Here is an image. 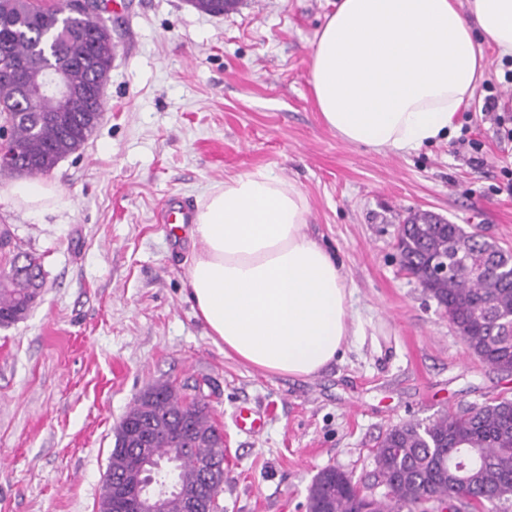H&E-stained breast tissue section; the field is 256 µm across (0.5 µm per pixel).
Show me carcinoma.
<instances>
[{
  "label": "carcinoma",
  "instance_id": "carcinoma-1",
  "mask_svg": "<svg viewBox=\"0 0 512 512\" xmlns=\"http://www.w3.org/2000/svg\"><path fill=\"white\" fill-rule=\"evenodd\" d=\"M231 0H190L201 12L224 15ZM62 5L40 0H0V61L28 65L25 85L0 81V129L5 150L18 154L15 173L49 175L61 159L78 151L97 126L104 106L63 126L51 119L61 103L39 86L51 69L63 67L80 86L100 88L112 68L109 27L81 12L60 15ZM434 214L411 212L398 241L401 267L427 283L469 350L489 367L512 373V333L502 318L512 314V254L467 234L457 224H436ZM0 230V326L26 318L36 305L35 280L43 279L34 256L11 249ZM448 257L449 273L430 276L431 262ZM224 436L204 399L185 398L167 384L142 391L115 434L107 479L130 476L141 452L156 467L143 489L164 495V512H187V495L204 478L205 456H224ZM377 496L352 476L328 467L308 489L307 512H509L512 507V399L469 405L422 424L390 427L374 453Z\"/></svg>",
  "mask_w": 512,
  "mask_h": 512
}]
</instances>
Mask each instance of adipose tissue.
Wrapping results in <instances>:
<instances>
[{
  "mask_svg": "<svg viewBox=\"0 0 512 512\" xmlns=\"http://www.w3.org/2000/svg\"><path fill=\"white\" fill-rule=\"evenodd\" d=\"M512 56V0H339L312 52L310 84L322 122L342 140L407 153L448 138L487 68L477 36ZM31 213L54 187L13 184ZM309 204L291 182L258 168L214 185L199 201L201 244L185 290L214 342L270 375L310 378L350 334L346 277L307 232Z\"/></svg>",
  "mask_w": 512,
  "mask_h": 512,
  "instance_id": "1",
  "label": "adipose tissue"
}]
</instances>
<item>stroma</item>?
<instances>
[{"label": "stroma", "mask_w": 512, "mask_h": 512, "mask_svg": "<svg viewBox=\"0 0 512 512\" xmlns=\"http://www.w3.org/2000/svg\"><path fill=\"white\" fill-rule=\"evenodd\" d=\"M337 0H238L214 17L188 0H116L103 117L46 176L38 214L2 198L0 229L39 258L45 288L0 327V512H98L115 431L148 385L201 384L224 433L216 512H305L323 468L368 483L396 424L512 398V374L483 364L400 265L397 229L427 210L512 251V140L481 107L512 115V58L488 69L452 135L410 153L344 142L309 82L317 33ZM263 167L308 200V231L351 290L353 336L310 378L268 375L226 355L186 298L201 247L163 221L212 186ZM272 414L239 431V406Z\"/></svg>", "instance_id": "35a3bbf8"}]
</instances>
